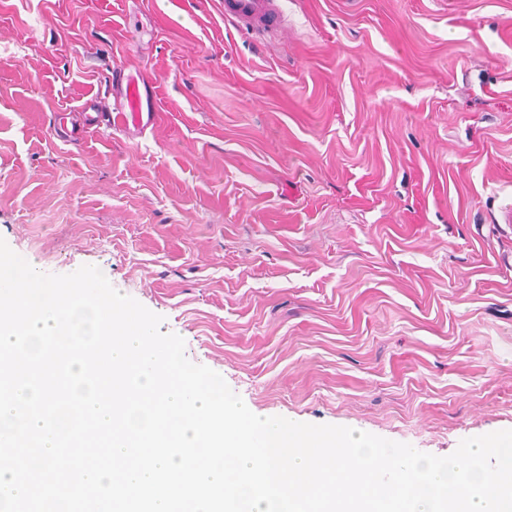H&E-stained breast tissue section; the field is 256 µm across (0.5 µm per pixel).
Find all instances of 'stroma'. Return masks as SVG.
Listing matches in <instances>:
<instances>
[{
  "instance_id": "1",
  "label": "stroma",
  "mask_w": 512,
  "mask_h": 512,
  "mask_svg": "<svg viewBox=\"0 0 512 512\" xmlns=\"http://www.w3.org/2000/svg\"><path fill=\"white\" fill-rule=\"evenodd\" d=\"M0 0V238L98 267L261 417L512 430V0ZM157 122L56 136L112 72ZM278 0H224V20L251 29L258 39L275 38L285 31Z\"/></svg>"
}]
</instances>
